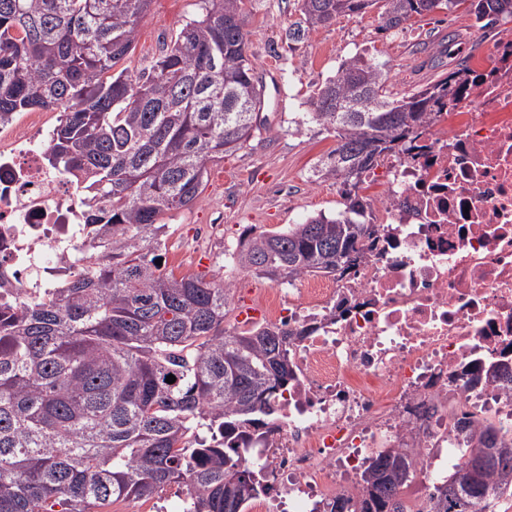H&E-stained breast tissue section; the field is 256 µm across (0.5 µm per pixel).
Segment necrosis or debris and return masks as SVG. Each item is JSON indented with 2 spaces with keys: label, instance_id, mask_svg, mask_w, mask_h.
Returning <instances> with one entry per match:
<instances>
[{
  "label": "necrosis or debris",
  "instance_id": "necrosis-or-debris-1",
  "mask_svg": "<svg viewBox=\"0 0 512 512\" xmlns=\"http://www.w3.org/2000/svg\"><path fill=\"white\" fill-rule=\"evenodd\" d=\"M481 83L433 114L408 150L368 171L381 216L355 266L319 286L264 291L266 322L311 333L290 345L278 421L251 439L269 472L249 512H323L371 458L417 453L418 478L448 470L460 409L512 439V34ZM51 128L32 113L0 122V272L16 302L41 300L77 271L79 189L47 165Z\"/></svg>",
  "mask_w": 512,
  "mask_h": 512
}]
</instances>
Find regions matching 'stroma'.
<instances>
[{
	"label": "stroma",
	"instance_id": "obj_1",
	"mask_svg": "<svg viewBox=\"0 0 512 512\" xmlns=\"http://www.w3.org/2000/svg\"><path fill=\"white\" fill-rule=\"evenodd\" d=\"M202 8V0H153L124 62L129 73L150 69L163 43ZM244 16L251 60L257 69H276L279 83L266 89L265 123L243 148L209 165L193 205L165 216L163 262L179 276L222 272L226 254L247 229H283L311 214L342 209L343 186L321 171L336 139L320 126L301 123L307 100L335 76L342 60L357 53L377 57L389 71L388 93L400 97L441 74L435 60L439 47H447L449 58L465 57L474 66L496 38L462 8L415 16L400 32L382 30L372 9L338 17L295 42L287 40L286 31L302 18L298 0H245Z\"/></svg>",
	"mask_w": 512,
	"mask_h": 512
}]
</instances>
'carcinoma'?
Returning a JSON list of instances; mask_svg holds the SVG:
<instances>
[{
  "instance_id": "1",
  "label": "carcinoma",
  "mask_w": 512,
  "mask_h": 512,
  "mask_svg": "<svg viewBox=\"0 0 512 512\" xmlns=\"http://www.w3.org/2000/svg\"><path fill=\"white\" fill-rule=\"evenodd\" d=\"M205 14L163 44L149 72L121 66L152 0H0V119L62 112L49 162L80 185L87 241L78 271L38 302H0V512H106L181 486L182 512H243L267 492L226 438L275 425L292 377L289 345L306 329L224 328L232 288L220 274L159 266L168 213L190 207L208 165L249 141L265 107L247 54L243 0H202ZM309 28L379 9L381 28L468 4L479 28L512 19V0H298ZM388 71L357 53L306 102V123L335 134L325 171L356 185L475 81L460 61L411 95H386ZM336 216L244 234L235 266L291 284L344 274L373 225L346 191ZM173 375L176 381L166 382ZM463 449L431 483L426 512H496L512 497V443L492 424L455 421ZM466 464L478 478L463 483ZM416 461L389 449L358 496L327 512H408Z\"/></svg>"
}]
</instances>
